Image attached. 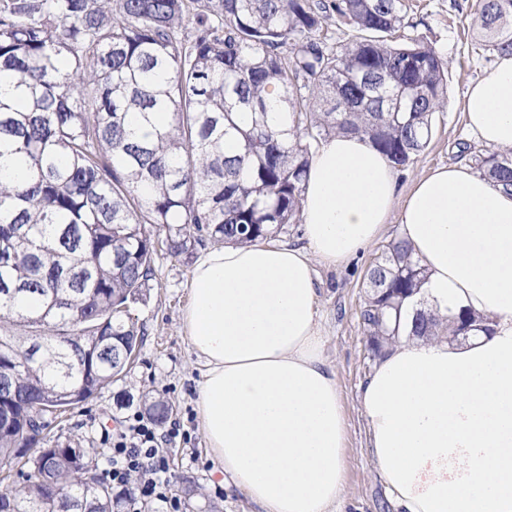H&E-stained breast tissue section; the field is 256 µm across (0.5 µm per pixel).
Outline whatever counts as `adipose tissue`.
<instances>
[{"mask_svg": "<svg viewBox=\"0 0 512 512\" xmlns=\"http://www.w3.org/2000/svg\"><path fill=\"white\" fill-rule=\"evenodd\" d=\"M467 123L512 149V54L472 83ZM395 204L390 163L337 135L311 160L306 246L256 241L200 256L182 329L203 367L196 407L224 479L261 512H336L347 424L324 355L315 263L344 265ZM399 234L426 268L423 296L468 309L491 334L462 344L399 336L360 393L367 447L403 512H512V193L468 165L414 185Z\"/></svg>", "mask_w": 512, "mask_h": 512, "instance_id": "ef3b65f1", "label": "adipose tissue"}]
</instances>
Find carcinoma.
I'll use <instances>...</instances> for the list:
<instances>
[{
	"mask_svg": "<svg viewBox=\"0 0 512 512\" xmlns=\"http://www.w3.org/2000/svg\"><path fill=\"white\" fill-rule=\"evenodd\" d=\"M332 17L360 36L328 43ZM402 22V0H0V157L22 174L0 180V463L34 443V420L47 428L125 374L144 336L130 308L158 255L287 233L328 137L358 135L395 168L428 146L443 61L431 44L393 43ZM475 25L482 46L512 53V0H482ZM472 159L512 192V150ZM425 279L404 239L370 263L371 359ZM463 324L491 331L419 307L407 336L452 341ZM171 411L148 407L159 424ZM99 455L44 449L0 491V512H57L62 493L74 512H121L102 474L81 479Z\"/></svg>",
	"mask_w": 512,
	"mask_h": 512,
	"instance_id": "obj_1",
	"label": "carcinoma"
}]
</instances>
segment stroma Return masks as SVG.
Masks as SVG:
<instances>
[{"instance_id": "obj_1", "label": "stroma", "mask_w": 512, "mask_h": 512, "mask_svg": "<svg viewBox=\"0 0 512 512\" xmlns=\"http://www.w3.org/2000/svg\"><path fill=\"white\" fill-rule=\"evenodd\" d=\"M402 39L430 43L440 53L447 75V105L435 113L433 136L427 148L407 166L396 168L397 204H404L412 186L439 166L470 164V155L483 146L471 134L462 109L471 82L494 66L496 52L476 49L472 23L480 0H404ZM398 214H391L379 238L346 264L330 268L315 264L318 303L326 317V354L335 374L347 420L344 455L345 488L341 512H402L380 478L366 448V421L359 392L374 363L366 348L358 319L364 298L366 268L397 237ZM194 257L175 260L159 257L147 301L133 315L145 332L138 361L119 380L100 390L82 407L59 417L44 430L39 445L27 448L35 456L40 448L68 444L101 447L103 430L119 419L145 409V399L160 397L172 407L171 417L184 430L182 436L162 443L172 473L171 487L182 497V512H258L242 492L226 489L219 465L203 437L196 410L200 367L182 331V313L190 300L188 280ZM196 494L184 499L185 487Z\"/></svg>"}]
</instances>
